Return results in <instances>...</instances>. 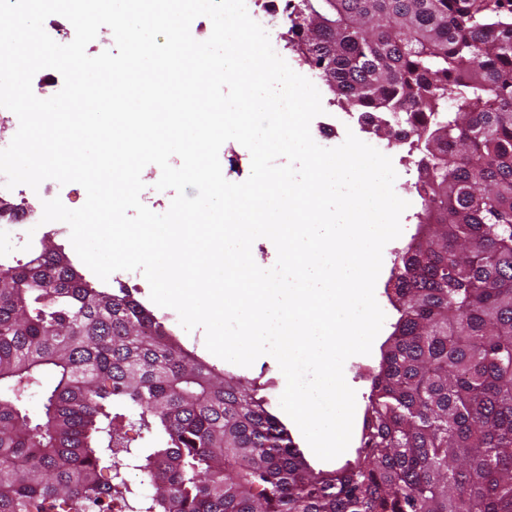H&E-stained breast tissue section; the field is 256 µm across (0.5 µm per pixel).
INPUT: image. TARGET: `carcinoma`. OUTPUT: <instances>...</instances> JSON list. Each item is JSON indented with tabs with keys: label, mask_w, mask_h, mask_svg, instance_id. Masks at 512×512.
I'll list each match as a JSON object with an SVG mask.
<instances>
[{
	"label": "carcinoma",
	"mask_w": 512,
	"mask_h": 512,
	"mask_svg": "<svg viewBox=\"0 0 512 512\" xmlns=\"http://www.w3.org/2000/svg\"><path fill=\"white\" fill-rule=\"evenodd\" d=\"M289 33L366 127L397 138V112L424 146L355 460L313 469L264 398L44 247L0 262V512H126L116 407L164 437L138 512H512V0H298Z\"/></svg>",
	"instance_id": "obj_1"
}]
</instances>
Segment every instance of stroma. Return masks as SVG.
I'll return each instance as SVG.
<instances>
[{
  "label": "stroma",
  "mask_w": 512,
  "mask_h": 512,
  "mask_svg": "<svg viewBox=\"0 0 512 512\" xmlns=\"http://www.w3.org/2000/svg\"><path fill=\"white\" fill-rule=\"evenodd\" d=\"M276 3L275 10H259L257 21L268 32L275 52L287 62L292 70L308 78L321 94L324 112L312 121L313 126L317 128L313 135L315 142L326 148L338 146L346 137V129L342 125V120L346 116V108L337 101L318 72L304 64L300 56L287 46L286 32L291 22L284 9L286 0H276ZM356 135L360 140L379 148L380 152L391 157L393 167L397 173L394 191L400 198L408 201L409 207L401 217L403 228L401 236L386 244L383 249L382 269L375 286L376 300L386 315L383 327L373 342L370 354L352 356L344 365L346 382L356 392L354 431L350 445L343 455L330 461L321 460L310 451L305 454L308 463L313 468L323 470L339 468L348 460L354 459L356 450L360 445V430L368 404L371 379L379 367L382 346L392 333L393 325L398 318L397 312L388 299L386 288L391 278V272L398 260V255L415 234L419 218L424 209L423 201L415 190V184L418 180L417 164L421 157L420 150L410 148L409 144L391 141L386 137H379L361 129L357 130ZM45 245L64 252L79 275L93 286L103 288L107 292H115L121 288L128 289L135 299L144 307H147L158 321L165 325L183 350L190 353L197 360L212 366L216 371L234 376L240 379L243 384L257 388L259 395L264 396L268 402V411L287 427L290 434H297V425L280 406V396L282 394L280 377L282 372L272 356H260L252 366L242 367L204 352L205 332L203 328L198 327L189 332L185 331L175 310L153 303L150 298V286L141 271L137 270L131 274L117 271L108 280H100L81 261L74 250L70 242V228L68 225H44L42 232L32 237L30 249L15 250L9 254L8 260L12 263L19 260H29L32 251L41 249Z\"/></svg>",
  "instance_id": "1"
}]
</instances>
